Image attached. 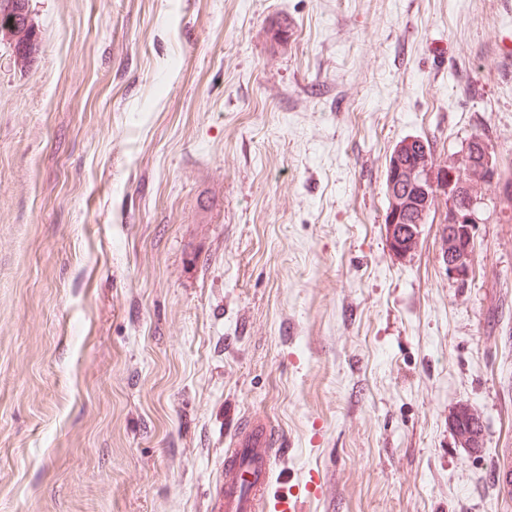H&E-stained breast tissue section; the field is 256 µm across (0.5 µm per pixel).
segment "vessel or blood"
Listing matches in <instances>:
<instances>
[{"mask_svg": "<svg viewBox=\"0 0 512 512\" xmlns=\"http://www.w3.org/2000/svg\"><path fill=\"white\" fill-rule=\"evenodd\" d=\"M281 461L278 431L262 418L246 421L224 452L215 512H304L309 489L279 492L273 488ZM494 484L500 499L512 498V448L502 450Z\"/></svg>", "mask_w": 512, "mask_h": 512, "instance_id": "vessel-or-blood-1", "label": "vessel or blood"}]
</instances>
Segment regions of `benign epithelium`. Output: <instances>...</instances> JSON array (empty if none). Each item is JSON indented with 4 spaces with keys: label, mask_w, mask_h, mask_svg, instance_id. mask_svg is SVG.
I'll list each match as a JSON object with an SVG mask.
<instances>
[{
    "label": "benign epithelium",
    "mask_w": 512,
    "mask_h": 512,
    "mask_svg": "<svg viewBox=\"0 0 512 512\" xmlns=\"http://www.w3.org/2000/svg\"><path fill=\"white\" fill-rule=\"evenodd\" d=\"M26 6L21 0H10L5 6L6 16L0 18V39L11 45L28 46L30 44V29L28 18L25 17ZM413 139L408 138L396 145L393 150V161L388 180L389 230H394L396 222L405 217L411 207L408 194L400 189L402 168L400 156L410 150ZM448 174L440 184V190L449 191L455 188L464 197V207L459 208L453 202H448V212H439V224L444 229L440 235V258L448 271V277L457 281H465L469 276L470 263L474 250L473 228L483 223L479 218L480 206L484 203V187L492 184L509 194L512 184L501 177L499 163L492 156V149L486 148L483 165L475 168L467 161V150H462L448 170ZM412 183L420 185L424 202H429L430 190L425 183L432 179L428 154L417 157L408 174Z\"/></svg>",
    "instance_id": "1"
}]
</instances>
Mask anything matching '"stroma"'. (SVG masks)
Returning <instances> with one entry per match:
<instances>
[{"mask_svg":"<svg viewBox=\"0 0 512 512\" xmlns=\"http://www.w3.org/2000/svg\"><path fill=\"white\" fill-rule=\"evenodd\" d=\"M29 11L28 68L0 42V512H213L246 417L275 486L323 472L308 512H512V213L462 285L439 224L405 259L384 224L403 138L512 154V0ZM452 429L455 435H458L459 442L464 446L470 447L471 440L462 439L459 435L470 434L474 442L471 448L480 446L482 439L483 423L478 412L468 406L460 407L452 419ZM494 484L500 499L512 497V448L502 450L495 469Z\"/></svg>","mask_w":512,"mask_h":512,"instance_id":"1","label":"stroma"}]
</instances>
